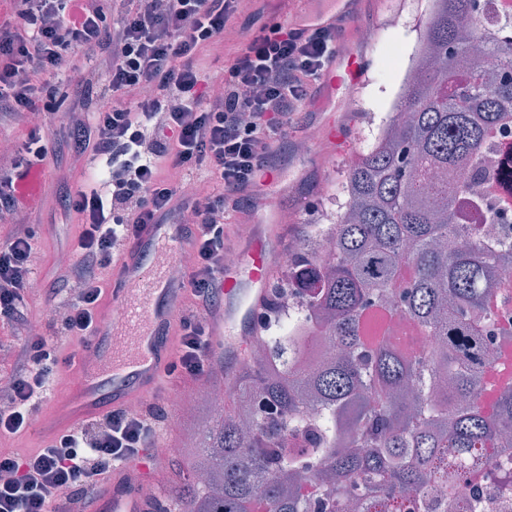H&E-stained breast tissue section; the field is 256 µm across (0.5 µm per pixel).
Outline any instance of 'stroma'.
<instances>
[{
    "label": "stroma",
    "instance_id": "obj_1",
    "mask_svg": "<svg viewBox=\"0 0 512 512\" xmlns=\"http://www.w3.org/2000/svg\"><path fill=\"white\" fill-rule=\"evenodd\" d=\"M431 0H367L358 28L349 36V45L371 59L372 67L365 82L351 95L338 98L336 110L340 112L353 143L355 152H362L387 119L391 98V75L400 65L405 53L411 52L417 38L423 35ZM395 12L403 13L405 21L396 28V36L387 42H367L361 37L365 28L381 29L386 18ZM322 139L310 112H302L300 129L275 149L274 165L284 175L297 178V190L281 197L277 212L287 215L293 243L306 242L311 236L315 219L332 224L343 205L347 166L345 156L324 160L318 145ZM48 179L41 197L21 208L15 220L18 223L39 224L37 248L39 252V278L51 282L60 272V258L69 247L75 233L72 219L66 217L54 193L59 180L80 185L93 179L88 159L59 162L46 160ZM199 383L179 382L169 387L164 396L155 400L165 419L158 447L147 455L152 471L162 477L158 486V500H165L175 481L177 459L172 447L186 448L198 431L208 407L198 399ZM178 397V404H170V397Z\"/></svg>",
    "mask_w": 512,
    "mask_h": 512
}]
</instances>
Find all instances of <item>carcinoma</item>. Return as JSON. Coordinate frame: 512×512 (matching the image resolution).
<instances>
[{
    "mask_svg": "<svg viewBox=\"0 0 512 512\" xmlns=\"http://www.w3.org/2000/svg\"><path fill=\"white\" fill-rule=\"evenodd\" d=\"M481 0H434L424 52L435 59L405 85L390 122L348 172L349 200L327 236L336 264L297 262L301 309L320 324L336 355L305 371L306 338L261 337L236 389L242 409L201 430L196 456L176 473L165 512H349L398 500L407 512L457 508L464 475L479 457L512 447V382L485 407L494 361L497 265L512 259L504 238L491 252L458 223V194L480 192L492 140L512 126V43L488 51L489 77L470 58ZM436 170L466 171L453 188ZM391 310L439 348L408 352L364 332L368 311ZM323 407L320 432L303 448V401ZM315 481L317 502L298 494Z\"/></svg>",
    "mask_w": 512,
    "mask_h": 512,
    "instance_id": "carcinoma-1",
    "label": "carcinoma"
}]
</instances>
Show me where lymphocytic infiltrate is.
I'll return each mask as SVG.
<instances>
[{
  "label": "lymphocytic infiltrate",
  "mask_w": 512,
  "mask_h": 512,
  "mask_svg": "<svg viewBox=\"0 0 512 512\" xmlns=\"http://www.w3.org/2000/svg\"><path fill=\"white\" fill-rule=\"evenodd\" d=\"M250 0H0V118L35 113L48 79L81 72L65 138L30 130L0 166V214L17 212L16 182L46 157L105 160L92 187L61 183L78 219L61 287L46 288L66 314L31 324L36 279L32 225L13 224L0 242V329L16 359L0 404V512H85L113 466L138 459L162 429L150 408L111 409L21 452V435L51 397L63 369L85 354L112 268L147 225L170 216L188 229L195 262L190 304L174 330L169 372L200 381L209 371V317L221 294L227 249L223 215L242 213L259 187L276 139L298 125L338 52V34L292 23L252 32ZM246 38L220 73L206 58L224 30ZM76 283L68 293L66 283Z\"/></svg>",
  "instance_id": "lymphocytic-infiltrate-1"
}]
</instances>
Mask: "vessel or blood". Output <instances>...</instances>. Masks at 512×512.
<instances>
[{
  "label": "vessel or blood",
  "mask_w": 512,
  "mask_h": 512,
  "mask_svg": "<svg viewBox=\"0 0 512 512\" xmlns=\"http://www.w3.org/2000/svg\"><path fill=\"white\" fill-rule=\"evenodd\" d=\"M361 13V0H327L308 22L319 28L353 27ZM366 59L354 50H341L323 78L327 90L344 86L353 92L366 74ZM324 157L346 154L352 142L344 129L329 128ZM47 171L37 165L18 185L25 201L38 198ZM254 232L244 241L238 261L224 271V304L210 318L215 346V365L244 358L249 337L255 336L257 319L283 259L284 227L274 217L273 199H259ZM188 240L182 225L151 224L114 270L112 300L96 323L92 343L95 353L78 358L72 384L61 395L53 413L37 426L48 439L74 424L106 410L129 406L163 392L165 373L173 358L170 330L185 301L188 273L180 260ZM103 512H147L146 500L126 478V470L114 468Z\"/></svg>",
  "instance_id": "b4317fda"
}]
</instances>
